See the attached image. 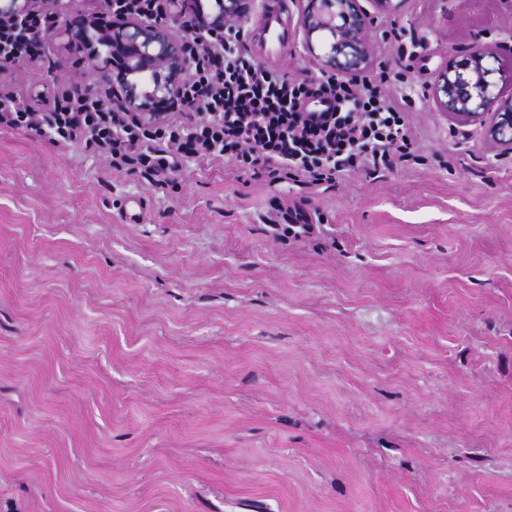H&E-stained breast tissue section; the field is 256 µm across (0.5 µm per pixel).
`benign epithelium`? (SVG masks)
<instances>
[{
    "mask_svg": "<svg viewBox=\"0 0 512 512\" xmlns=\"http://www.w3.org/2000/svg\"><path fill=\"white\" fill-rule=\"evenodd\" d=\"M73 0H0V25L20 24L27 15L41 11L49 25L48 34L66 37L79 44V63L92 73L109 78L110 47L128 45L124 74L112 84V98L144 118L153 102L162 99L173 106L189 108L184 95L185 76L192 66L188 47L201 35L217 36L226 28L241 25L247 11L245 0H216L221 20L213 24L201 15L184 25L180 33L167 21L185 16L188 0H171L158 19L126 15L110 27L86 19L77 26L70 19ZM373 16L360 0H308L303 19L306 43L318 35L326 48L325 66L336 74L356 75L371 54ZM492 51L478 46L458 67L440 70L430 88L433 100L458 124L474 125L500 150L512 153V99L502 101L496 69L490 65Z\"/></svg>",
    "mask_w": 512,
    "mask_h": 512,
    "instance_id": "benign-epithelium-1",
    "label": "benign epithelium"
}]
</instances>
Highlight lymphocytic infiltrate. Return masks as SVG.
Returning <instances> with one entry per match:
<instances>
[{
  "mask_svg": "<svg viewBox=\"0 0 512 512\" xmlns=\"http://www.w3.org/2000/svg\"><path fill=\"white\" fill-rule=\"evenodd\" d=\"M47 32L41 15L24 28H0V56L33 60ZM184 85L190 112L158 101L148 118L79 99L52 95L49 111L33 112L0 91V128L44 131L55 148L94 146L115 170L166 178L188 160L224 159L255 176L328 183L355 169H391L408 155L410 131L387 71L352 78L287 73L256 62L240 33L192 53Z\"/></svg>",
  "mask_w": 512,
  "mask_h": 512,
  "instance_id": "1",
  "label": "lymphocytic infiltrate"
}]
</instances>
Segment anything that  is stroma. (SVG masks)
<instances>
[{"label": "stroma", "instance_id": "obj_1", "mask_svg": "<svg viewBox=\"0 0 512 512\" xmlns=\"http://www.w3.org/2000/svg\"><path fill=\"white\" fill-rule=\"evenodd\" d=\"M268 67L324 73L298 27ZM414 161L166 185L0 129V512H512V155L426 97L512 0H368ZM65 38L10 92L108 85ZM145 207L128 224V198ZM303 205L314 235L275 238Z\"/></svg>", "mask_w": 512, "mask_h": 512}]
</instances>
